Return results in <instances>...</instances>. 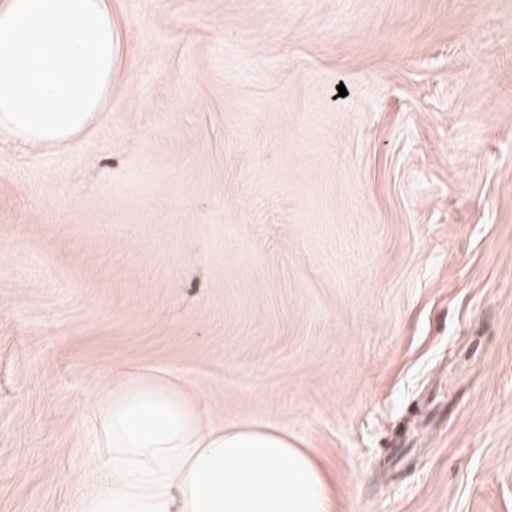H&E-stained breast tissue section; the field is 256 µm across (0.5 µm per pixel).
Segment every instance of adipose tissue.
<instances>
[{
	"label": "adipose tissue",
	"mask_w": 512,
	"mask_h": 512,
	"mask_svg": "<svg viewBox=\"0 0 512 512\" xmlns=\"http://www.w3.org/2000/svg\"><path fill=\"white\" fill-rule=\"evenodd\" d=\"M109 0L0 6V140L65 147L96 125L112 92ZM105 449L103 487L81 512H331L312 456L276 430L208 426L183 389L133 377L84 425Z\"/></svg>",
	"instance_id": "ef3b65f1"
}]
</instances>
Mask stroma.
<instances>
[{
  "label": "stroma",
  "mask_w": 512,
  "mask_h": 512,
  "mask_svg": "<svg viewBox=\"0 0 512 512\" xmlns=\"http://www.w3.org/2000/svg\"><path fill=\"white\" fill-rule=\"evenodd\" d=\"M81 140L0 143V512H79L135 374L332 512H512V0H112Z\"/></svg>",
  "instance_id": "stroma-1"
}]
</instances>
